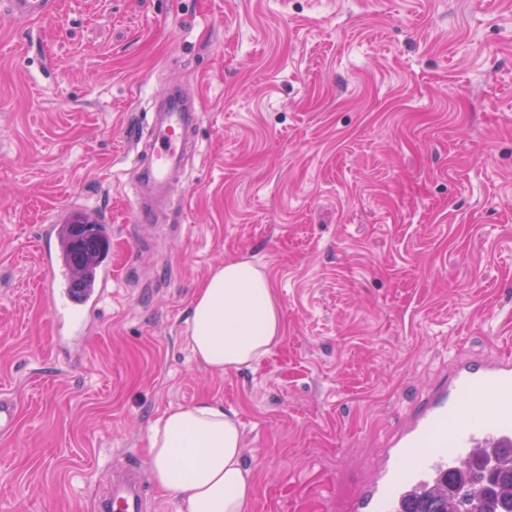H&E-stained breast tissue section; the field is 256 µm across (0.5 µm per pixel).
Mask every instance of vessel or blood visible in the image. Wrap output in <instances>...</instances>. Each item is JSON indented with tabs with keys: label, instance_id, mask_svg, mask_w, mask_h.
Segmentation results:
<instances>
[{
	"label": "vessel or blood",
	"instance_id": "vessel-or-blood-1",
	"mask_svg": "<svg viewBox=\"0 0 512 512\" xmlns=\"http://www.w3.org/2000/svg\"><path fill=\"white\" fill-rule=\"evenodd\" d=\"M8 16L48 15L50 0H0ZM201 115L175 87L149 117L150 130L137 134L132 150L143 187L134 197L136 218L151 222L158 206L182 177L186 157L198 146ZM51 246L39 255L40 296L51 314L53 341L63 348L79 343L85 320L98 316L110 294L112 257L83 264L72 246V225H46ZM512 458V352L456 363L452 373L421 408L384 443L379 466L354 503V512H408L416 493L447 475H496L500 460ZM103 512H145L135 470L113 480Z\"/></svg>",
	"mask_w": 512,
	"mask_h": 512
}]
</instances>
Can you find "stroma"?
Segmentation results:
<instances>
[{
	"label": "stroma",
	"mask_w": 512,
	"mask_h": 512,
	"mask_svg": "<svg viewBox=\"0 0 512 512\" xmlns=\"http://www.w3.org/2000/svg\"><path fill=\"white\" fill-rule=\"evenodd\" d=\"M0 12V512H96L149 425L238 413L250 512H348L459 357L512 346V0H53ZM199 151L135 227L128 140L173 83ZM112 220V295L54 349L40 230ZM269 276L281 342L211 374L184 336L211 270ZM2 11L8 16L21 19H34L51 12L49 0H5Z\"/></svg>",
	"instance_id": "1"
}]
</instances>
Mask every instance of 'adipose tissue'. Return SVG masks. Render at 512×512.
Returning <instances> with one entry per match:
<instances>
[{
  "label": "adipose tissue",
  "instance_id": "ef3b65f1",
  "mask_svg": "<svg viewBox=\"0 0 512 512\" xmlns=\"http://www.w3.org/2000/svg\"><path fill=\"white\" fill-rule=\"evenodd\" d=\"M284 332L268 275L247 261L212 269L191 304L185 341L214 374L265 357ZM156 486L177 500L178 512H249L255 495L242 461L239 415L211 401L166 410L147 432Z\"/></svg>",
  "mask_w": 512,
  "mask_h": 512
}]
</instances>
